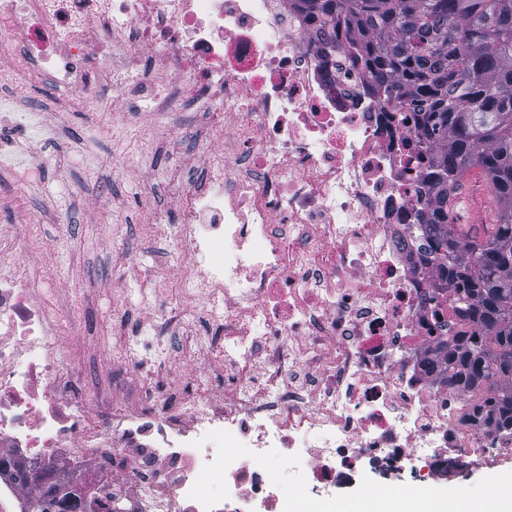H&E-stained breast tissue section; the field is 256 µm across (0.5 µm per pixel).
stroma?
Listing matches in <instances>:
<instances>
[{"mask_svg":"<svg viewBox=\"0 0 512 512\" xmlns=\"http://www.w3.org/2000/svg\"><path fill=\"white\" fill-rule=\"evenodd\" d=\"M17 71L23 80L14 79ZM104 90L96 76L87 88L61 83L21 50L0 61V113L15 103L39 112L42 122L38 131L0 125V138L23 143L26 161L20 167L0 156V226H11L25 247L43 255L34 302L53 320L68 365L89 372L108 368L118 379L124 367L112 359L115 333L121 326L134 330L143 318L129 290L158 262L143 232L180 221L184 196L205 166L197 160L176 167L197 152L189 112L171 114L165 143L153 149V117L141 112L117 122ZM489 199L485 177L472 170L456 198L459 218L476 210L484 223H494ZM129 250L139 255V268L127 263ZM500 481L512 482V455L434 481L429 494L465 483L472 501H480ZM472 501H459V512H469Z\"/></svg>","mask_w":512,"mask_h":512,"instance_id":"obj_1","label":"stroma"}]
</instances>
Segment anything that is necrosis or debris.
<instances>
[{"mask_svg":"<svg viewBox=\"0 0 512 512\" xmlns=\"http://www.w3.org/2000/svg\"><path fill=\"white\" fill-rule=\"evenodd\" d=\"M0 18L76 82L122 72L117 111L161 123L192 90L207 156L164 232L184 289L146 276L153 320L117 333L125 395H87L65 363L32 301L39 253L0 266V512H27L41 479L91 485L86 512H332L347 483L423 503L485 458L464 396L423 366L455 316L415 247L413 129L345 44L324 67L293 0H0Z\"/></svg>","mask_w":512,"mask_h":512,"instance_id":"1","label":"necrosis or debris"}]
</instances>
